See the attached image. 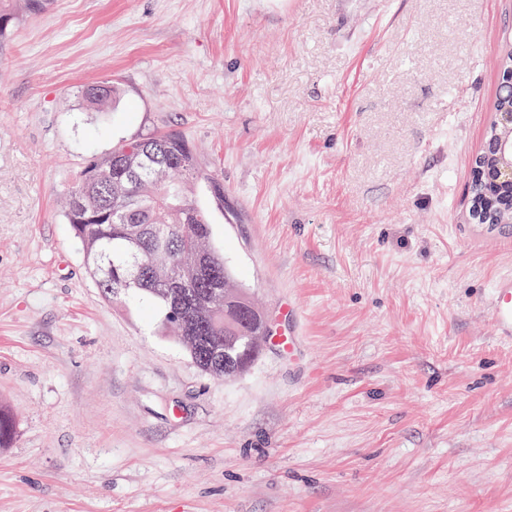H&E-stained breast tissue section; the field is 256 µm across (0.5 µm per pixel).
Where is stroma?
I'll return each mask as SVG.
<instances>
[{
	"label": "stroma",
	"instance_id": "obj_1",
	"mask_svg": "<svg viewBox=\"0 0 512 512\" xmlns=\"http://www.w3.org/2000/svg\"><path fill=\"white\" fill-rule=\"evenodd\" d=\"M512 0H50L0 52V512H512V229L468 219ZM117 94L98 110L83 85ZM178 133L275 336L217 380L68 224ZM295 334L294 352L279 344ZM494 336L502 342L512 341V277L497 280L490 297Z\"/></svg>",
	"mask_w": 512,
	"mask_h": 512
}]
</instances>
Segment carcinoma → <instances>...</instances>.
<instances>
[{
	"label": "carcinoma",
	"mask_w": 512,
	"mask_h": 512,
	"mask_svg": "<svg viewBox=\"0 0 512 512\" xmlns=\"http://www.w3.org/2000/svg\"><path fill=\"white\" fill-rule=\"evenodd\" d=\"M18 20L0 0V44ZM81 94L103 108L115 87L99 81ZM199 175L193 147L178 134L128 140L88 161L67 195L66 219L102 296L156 303L162 332L173 331L203 373L224 379L258 358L261 346L252 337L263 335L265 315L210 245L212 227L192 189ZM484 198L492 196L478 176L470 202ZM504 205L496 199L489 212ZM183 278L189 285L179 290ZM219 288L224 311L215 312L208 299ZM15 437L13 417L0 408V448Z\"/></svg>",
	"instance_id": "cac0c4a2"
}]
</instances>
